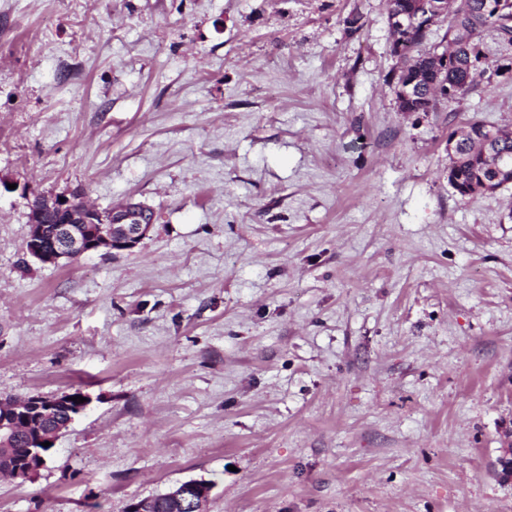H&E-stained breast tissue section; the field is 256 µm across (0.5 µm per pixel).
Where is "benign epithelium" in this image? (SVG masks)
<instances>
[{
	"label": "benign epithelium",
	"mask_w": 512,
	"mask_h": 512,
	"mask_svg": "<svg viewBox=\"0 0 512 512\" xmlns=\"http://www.w3.org/2000/svg\"><path fill=\"white\" fill-rule=\"evenodd\" d=\"M410 8H400L391 13L390 27L420 28L424 31L437 26L446 13L440 0H409ZM431 70L434 77L428 83L427 97L436 101L448 98V83L442 75L448 70V53L440 51L433 57ZM512 171V155H495L491 170L494 177L482 179L481 189L494 194L501 189L497 184L504 170ZM30 231L26 240V253L44 264L62 265L78 260L81 256L100 249L128 250L138 245L149 233L153 223H146L141 216L147 207L128 203L101 210L91 204L81 191L69 193H34L29 200ZM55 216L54 224L42 222L44 212ZM87 403L72 401V394H34L8 403L0 402V438L9 441L19 433L30 430L33 421L52 414L60 407L69 408V420L80 414ZM46 464L42 449L28 448L27 456L10 466L8 472L14 479L26 481ZM213 483L189 480L171 491L159 494L173 512H204Z\"/></svg>",
	"instance_id": "obj_1"
}]
</instances>
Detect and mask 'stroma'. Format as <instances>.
<instances>
[{"label":"stroma","mask_w":512,"mask_h":512,"mask_svg":"<svg viewBox=\"0 0 512 512\" xmlns=\"http://www.w3.org/2000/svg\"><path fill=\"white\" fill-rule=\"evenodd\" d=\"M360 16L348 35L345 19ZM387 0H0V397L85 411L0 512H512V71L401 112ZM155 213L130 250L26 254L19 191ZM484 122L474 120L468 123L465 130L462 131L461 135H453L448 137V155L455 160L454 152L459 147V140L461 141V150L458 163V177L453 172L454 166L448 165V182L457 193H462L465 196L473 195L471 188L467 184L472 183L474 180L479 182L480 176H486V170L492 160L490 153L486 156L484 144H494L498 140L499 132L497 127L485 124L481 127ZM481 127V137L483 142L476 135L477 131ZM475 133V134H473ZM463 182V183H462ZM498 152H508L512 154V132L504 133L503 137L498 142ZM511 154H494L495 160L494 164L491 166V170L493 175L496 176H494L492 179H485L484 177H481L482 186L480 188L483 189L484 192L494 194L501 188L505 187L507 184L511 183V181H508L512 180V172H508L502 176L503 181L500 182L501 185L496 184V182L500 179L501 173L504 172L505 169L512 171ZM213 483L205 480H189L183 482L170 492L158 493L153 497L166 500L173 512L189 510L190 512H204V504L208 501Z\"/></svg>","instance_id":"1"}]
</instances>
